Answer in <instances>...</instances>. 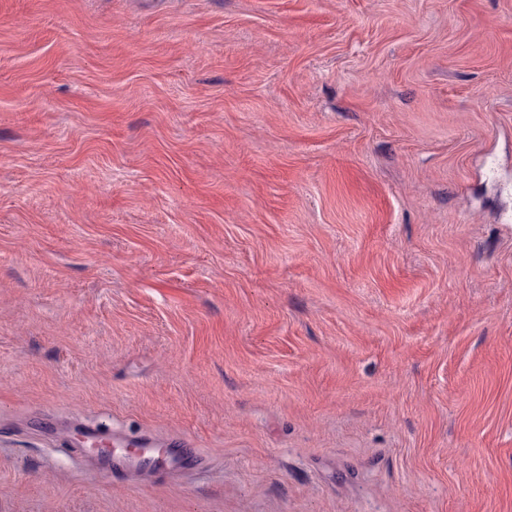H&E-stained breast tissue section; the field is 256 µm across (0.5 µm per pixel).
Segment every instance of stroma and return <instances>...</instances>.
Returning a JSON list of instances; mask_svg holds the SVG:
<instances>
[{
  "label": "stroma",
  "mask_w": 512,
  "mask_h": 512,
  "mask_svg": "<svg viewBox=\"0 0 512 512\" xmlns=\"http://www.w3.org/2000/svg\"><path fill=\"white\" fill-rule=\"evenodd\" d=\"M0 512H512V0H0ZM101 439V432L92 427L82 429L78 438L81 448L95 453L94 469L100 474H153L162 471L169 475L174 471L197 469L202 464V459L196 454L186 456L170 447L168 442L152 436L142 438L135 445L112 438L106 452L96 451Z\"/></svg>",
  "instance_id": "obj_1"
}]
</instances>
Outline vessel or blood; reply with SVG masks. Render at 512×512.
Masks as SVG:
<instances>
[{
  "mask_svg": "<svg viewBox=\"0 0 512 512\" xmlns=\"http://www.w3.org/2000/svg\"><path fill=\"white\" fill-rule=\"evenodd\" d=\"M102 439L100 431L87 427L80 431L78 442L81 448L95 452V469L98 473H172L179 470L198 468L202 460L199 456H187L169 443L151 436L142 438L136 444L123 440H112L107 451H98Z\"/></svg>",
  "mask_w": 512,
  "mask_h": 512,
  "instance_id": "vessel-or-blood-1",
  "label": "vessel or blood"
}]
</instances>
